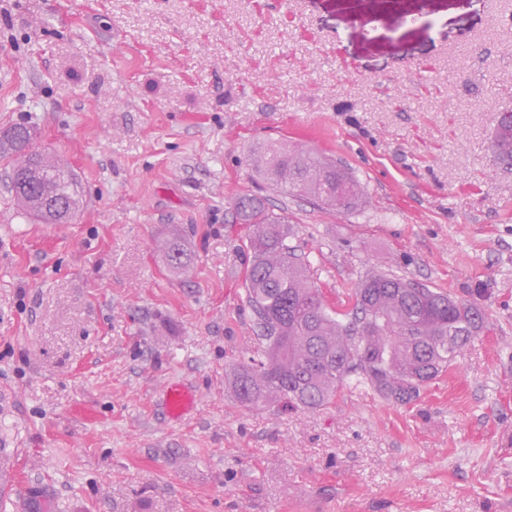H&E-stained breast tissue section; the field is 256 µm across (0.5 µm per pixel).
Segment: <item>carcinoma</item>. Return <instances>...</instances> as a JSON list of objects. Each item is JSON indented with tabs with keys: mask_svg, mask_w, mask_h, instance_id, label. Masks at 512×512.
<instances>
[{
	"mask_svg": "<svg viewBox=\"0 0 512 512\" xmlns=\"http://www.w3.org/2000/svg\"><path fill=\"white\" fill-rule=\"evenodd\" d=\"M29 127L0 135V155L11 163V188L25 213L39 224H63L78 211V181L67 166L28 151ZM497 163L512 169V112L500 114L494 131ZM258 170L280 192L313 198L338 212L360 204L363 189L354 173L323 155L274 141L257 148ZM236 218L247 226L250 263L245 270L247 303L253 311L261 356L231 369V388L243 407L274 403L316 411L327 407L354 377L399 405L454 366L463 348L486 328L476 300H456L425 284L385 271L362 277L351 308L331 309L295 253L288 219L268 211L260 199L239 196ZM174 271L189 266L181 238L164 246Z\"/></svg>",
	"mask_w": 512,
	"mask_h": 512,
	"instance_id": "cac0c4a2",
	"label": "carcinoma"
}]
</instances>
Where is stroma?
Wrapping results in <instances>:
<instances>
[{
    "instance_id": "35a3bbf8",
    "label": "stroma",
    "mask_w": 512,
    "mask_h": 512,
    "mask_svg": "<svg viewBox=\"0 0 512 512\" xmlns=\"http://www.w3.org/2000/svg\"><path fill=\"white\" fill-rule=\"evenodd\" d=\"M506 110L512 0H0V132L34 128L83 199L34 223L0 161V440L19 448L0 512L35 487L56 512H512ZM268 140L352 169L360 208L269 186ZM246 194L287 216L328 306L379 267L486 289L488 331L408 406L350 382L321 410L245 409ZM171 379L197 395L179 421ZM493 150L497 163L512 169V112H501L494 131ZM167 265L174 271L185 270L189 266L190 255L180 237L169 239L164 246ZM196 394L185 382L168 383L163 392L161 407L169 419H181L194 409Z\"/></svg>"
}]
</instances>
